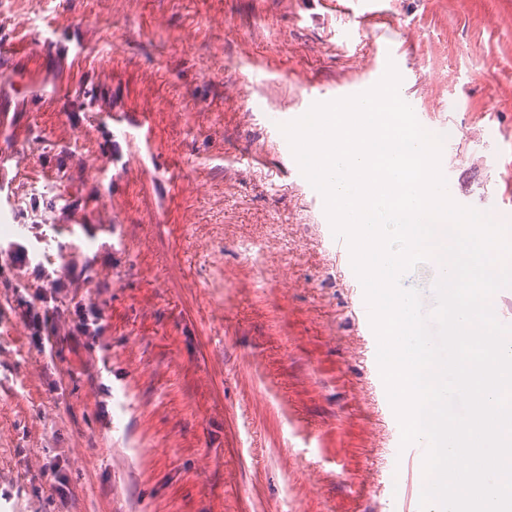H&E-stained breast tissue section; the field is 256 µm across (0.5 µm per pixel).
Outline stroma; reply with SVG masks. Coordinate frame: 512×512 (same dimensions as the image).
<instances>
[{
    "label": "stroma",
    "instance_id": "obj_1",
    "mask_svg": "<svg viewBox=\"0 0 512 512\" xmlns=\"http://www.w3.org/2000/svg\"><path fill=\"white\" fill-rule=\"evenodd\" d=\"M0 0V512H385L401 482L346 260L270 112L402 57L470 206L512 183V0ZM66 37L75 52L55 47ZM134 121L143 130L131 129ZM93 260L38 352L41 269ZM96 309L97 337L67 334ZM24 321L34 331V336H39V350L45 352L44 340L49 343L50 336H55L57 333L56 328L48 321L46 315L42 314L40 310L34 306L29 308L25 313ZM42 335L43 338H41Z\"/></svg>",
    "mask_w": 512,
    "mask_h": 512
}]
</instances>
